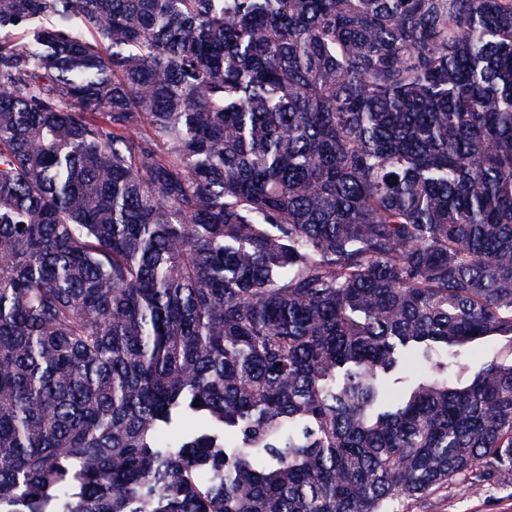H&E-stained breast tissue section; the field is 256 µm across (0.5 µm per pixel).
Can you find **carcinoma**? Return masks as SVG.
<instances>
[{
    "mask_svg": "<svg viewBox=\"0 0 512 512\" xmlns=\"http://www.w3.org/2000/svg\"><path fill=\"white\" fill-rule=\"evenodd\" d=\"M460 480L512 483V0H0V512ZM498 345L492 340H482L473 344L467 351L469 359V369L464 375L465 379L472 378L481 364L489 357L497 354Z\"/></svg>",
    "mask_w": 512,
    "mask_h": 512,
    "instance_id": "1",
    "label": "carcinoma"
}]
</instances>
